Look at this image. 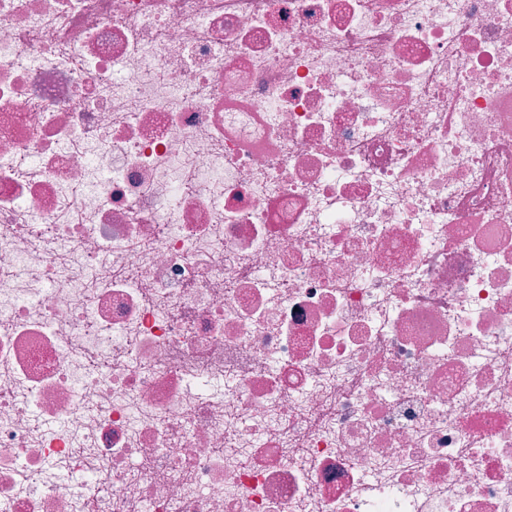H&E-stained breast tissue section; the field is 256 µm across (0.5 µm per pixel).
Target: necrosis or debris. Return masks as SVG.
Segmentation results:
<instances>
[{
    "mask_svg": "<svg viewBox=\"0 0 512 512\" xmlns=\"http://www.w3.org/2000/svg\"><path fill=\"white\" fill-rule=\"evenodd\" d=\"M0 512H512V0H0Z\"/></svg>",
    "mask_w": 512,
    "mask_h": 512,
    "instance_id": "necrosis-or-debris-1",
    "label": "necrosis or debris"
}]
</instances>
